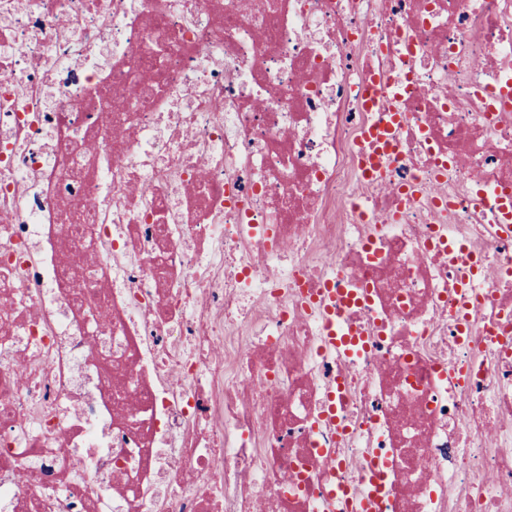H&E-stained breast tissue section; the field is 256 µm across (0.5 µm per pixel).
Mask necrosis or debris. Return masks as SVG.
Masks as SVG:
<instances>
[{
    "label": "necrosis or debris",
    "mask_w": 512,
    "mask_h": 512,
    "mask_svg": "<svg viewBox=\"0 0 512 512\" xmlns=\"http://www.w3.org/2000/svg\"><path fill=\"white\" fill-rule=\"evenodd\" d=\"M510 202L512 0H0V512H512ZM402 120V114L394 112L383 124L369 128L366 138L373 142L375 148H377V152L363 157L362 165L367 176L374 175L376 173V170L379 167L380 157L388 153L390 145L393 142L395 128L400 125Z\"/></svg>",
    "instance_id": "4bbe7bcc"
}]
</instances>
